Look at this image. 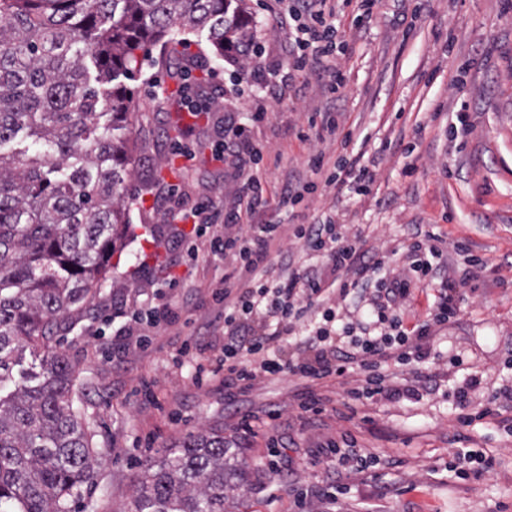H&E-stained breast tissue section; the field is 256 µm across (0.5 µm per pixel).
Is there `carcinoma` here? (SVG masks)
Wrapping results in <instances>:
<instances>
[{
  "label": "carcinoma",
  "instance_id": "1",
  "mask_svg": "<svg viewBox=\"0 0 512 512\" xmlns=\"http://www.w3.org/2000/svg\"><path fill=\"white\" fill-rule=\"evenodd\" d=\"M240 0H0V512H71L97 477L73 368L49 341L106 274L132 175L136 51L206 35L222 55L248 37ZM97 70L95 82L85 58ZM248 490L224 434L190 436L145 465L133 512H224Z\"/></svg>",
  "mask_w": 512,
  "mask_h": 512
}]
</instances>
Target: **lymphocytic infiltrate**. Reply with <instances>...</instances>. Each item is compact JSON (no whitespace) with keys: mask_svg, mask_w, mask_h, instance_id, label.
<instances>
[{"mask_svg":"<svg viewBox=\"0 0 512 512\" xmlns=\"http://www.w3.org/2000/svg\"><path fill=\"white\" fill-rule=\"evenodd\" d=\"M280 19L290 31L289 53L296 75L315 78L322 89L337 92L345 75L337 62L334 0H278ZM233 156L245 180L242 191L230 207L221 209L203 200L189 209L171 211V223L192 222L198 236H208L209 249L224 254L228 261L224 277L210 283V296L224 319V345L213 368L197 367V386H220L228 403L240 398L264 378L291 376L304 380L298 409L304 414H321L325 398L318 392L320 381L347 376L351 367L362 373L359 383L348 389L351 400L380 398L397 401L414 396V386L387 379L382 371L388 361L407 366L422 362L442 328L454 318L467 294V275L440 264V238L430 231L415 230L408 248L410 263L396 266L385 288L374 296L376 315L373 327L363 328L351 337L348 347L337 344L327 325L314 327L299 352L286 356L284 342L310 310L319 308L330 288L340 296L366 291L375 262L362 247L358 234L337 231L332 221L297 224L293 235L308 252H321L327 258L330 277L309 268L285 264L278 248L282 224L277 214L294 211L306 195L319 187L335 188L351 180L367 193L372 177L368 168L352 158L328 162L323 152L308 155L306 165L313 181L304 186H286L279 196L277 213L270 205L259 174L253 167L263 159L259 146L247 137L223 141L216 158ZM223 233H215L216 225ZM439 281V296L429 315L412 328L403 321L412 290L421 282Z\"/></svg>","mask_w":512,"mask_h":512,"instance_id":"1","label":"lymphocytic infiltrate"}]
</instances>
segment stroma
Masks as SVG:
<instances>
[{
    "mask_svg": "<svg viewBox=\"0 0 512 512\" xmlns=\"http://www.w3.org/2000/svg\"><path fill=\"white\" fill-rule=\"evenodd\" d=\"M247 4L260 59L230 61L205 36L190 33L182 43L143 47L139 69L126 80L136 104L129 225L93 298L66 316L50 340L73 367L74 400L94 431L98 459L97 480L72 502V512H130L145 461L214 430L238 448L250 472L248 492L228 512H294L301 495L311 512H512V404L468 427L456 421L457 389L472 376L481 378L471 394L474 412L499 389L512 388V11L501 0H380L371 24L360 29L355 0H339L337 38L345 50L338 61L347 83L329 100L315 80L292 76L289 31L276 0ZM234 71L248 82L245 95L233 90ZM186 73L212 103L194 121L176 109ZM327 108L351 143L310 136V117ZM259 110L264 120L250 123L249 113ZM233 123L244 124L263 147L258 169L267 199L306 178L304 161L317 150L333 159L360 155L375 175L370 194L350 186L329 190L306 196L295 213H281L288 225L284 255L325 266L322 255L303 253L290 230L322 215L362 230L381 261L379 279L401 263L417 225L441 236L449 268L465 269L471 254L487 260L430 358L413 369L384 367L401 379L419 374V397L368 400L352 415L337 379L325 389V412L302 418L299 380H261L236 410L225 406L223 388L196 386V367L224 343L207 294L224 276V258L210 254L201 238L200 258L192 260L184 241L191 225L179 228L166 217L177 205L234 201L242 184L236 161L212 156ZM181 142L191 144L194 159L178 155L174 146ZM173 185L180 188L175 197ZM460 241L467 253L456 252ZM163 304L179 320L161 329L151 347L140 349L131 336L117 339L127 311ZM190 336L199 352L185 358L178 349ZM144 380L153 382L156 403L138 396ZM271 410L279 411L277 420L268 419ZM242 413L256 416L254 434L237 430ZM345 432L367 455L366 473L352 475L326 460L327 439ZM272 437L288 444L275 474L267 468ZM459 444L478 459L459 463ZM488 456L494 468L480 473L479 460ZM333 483L346 487L334 504L320 495Z\"/></svg>",
    "mask_w": 512,
    "mask_h": 512,
    "instance_id": "35a3bbf8",
    "label": "stroma"
}]
</instances>
